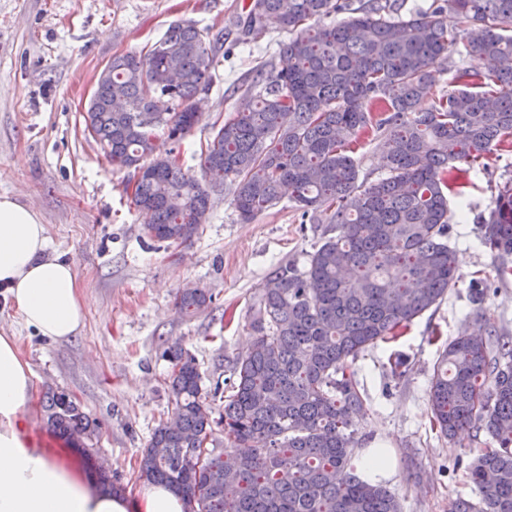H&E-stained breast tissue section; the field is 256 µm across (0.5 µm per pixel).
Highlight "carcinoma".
<instances>
[{
	"mask_svg": "<svg viewBox=\"0 0 512 512\" xmlns=\"http://www.w3.org/2000/svg\"><path fill=\"white\" fill-rule=\"evenodd\" d=\"M271 16L293 33L281 47L287 65L255 71L200 151L202 178L173 151L157 153V131L179 144L196 124L193 100L211 89L221 36L177 22L146 52L113 56L85 112L113 166L144 170L132 200L150 214L152 239L192 241L225 190L244 221L285 190L302 216L330 213L308 268L278 265L254 298L253 341L230 361L229 387L205 389L196 358L166 343L174 417L153 429L139 478L181 496L185 512H401L374 469L351 466L367 406L350 366L456 287L449 198L466 213L455 163L477 174L484 155L512 150V0H434L405 17L397 0H250L237 25L257 37ZM437 66L451 85L422 109ZM364 135L384 138L386 175L369 183L348 155ZM477 223L507 279L512 178ZM487 288L470 283L480 325L448 342L431 378L433 427L450 443L463 429L490 438L466 466L478 500L458 498L450 512H512V340L487 314ZM211 302L206 289L184 288L175 305L191 314ZM44 411L48 429L94 461L96 428L79 406L51 391Z\"/></svg>",
	"mask_w": 512,
	"mask_h": 512,
	"instance_id": "1",
	"label": "carcinoma"
}]
</instances>
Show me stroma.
<instances>
[{
	"label": "stroma",
	"instance_id": "stroma-1",
	"mask_svg": "<svg viewBox=\"0 0 512 512\" xmlns=\"http://www.w3.org/2000/svg\"><path fill=\"white\" fill-rule=\"evenodd\" d=\"M242 0H0V195L30 204L47 228L50 251L76 257L85 322L56 342L25 327L0 301V331L17 336L34 372L30 413L34 440L44 448L65 442L48 432L45 391L68 394L97 426L99 456L128 498L145 488L139 462L151 432L171 417L170 363L162 344L180 340L214 384L229 376L230 360L252 340L250 307L271 269H305L328 227L327 213L300 218L292 202L242 222L231 194L215 197L207 224L187 245L148 239L146 217L124 191L129 170L111 166L88 134L84 114L99 72L112 56L141 51L178 20L223 33L213 85L199 104V120L180 145L183 169L198 175V154L216 124L232 115L242 83L258 66L278 71L279 48L289 33L267 22L257 39L236 25ZM483 172L466 182V217L451 216L449 243L456 253V288L416 319L398 340L379 343L354 363L367 397L356 425L355 465L384 450L381 478L401 512H448L474 492L455 458H468L486 436L472 431L448 444L430 426L429 388L443 345L473 325L468 285L482 275L492 287L488 311L512 330V276L496 277V260L479 241L478 213L497 184L512 178V151H494ZM198 286L213 302L191 315L175 307L177 293ZM408 358L403 377L389 358Z\"/></svg>",
	"mask_w": 512,
	"mask_h": 512
}]
</instances>
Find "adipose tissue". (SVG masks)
<instances>
[{
	"label": "adipose tissue",
	"instance_id": "obj_1",
	"mask_svg": "<svg viewBox=\"0 0 512 512\" xmlns=\"http://www.w3.org/2000/svg\"><path fill=\"white\" fill-rule=\"evenodd\" d=\"M0 299L26 327L56 341L83 325L76 261L49 253L40 216L8 195H0ZM33 396L32 370L16 337L1 333L0 512H184L165 486H150L135 500L115 496L72 449L34 447L27 415Z\"/></svg>",
	"mask_w": 512,
	"mask_h": 512
}]
</instances>
